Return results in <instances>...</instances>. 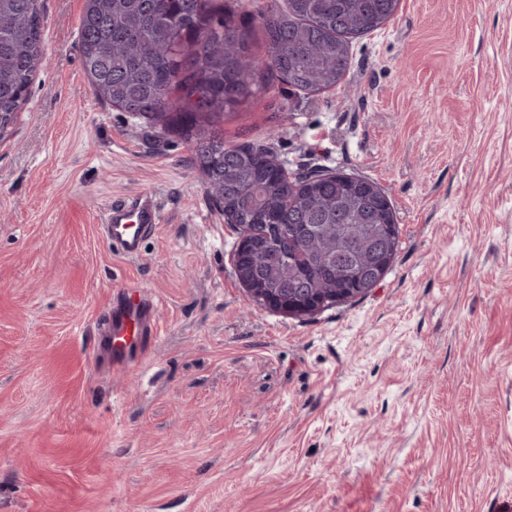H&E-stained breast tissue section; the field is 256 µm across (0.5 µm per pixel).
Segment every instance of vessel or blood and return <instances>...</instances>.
Instances as JSON below:
<instances>
[{
	"label": "vessel or blood",
	"mask_w": 512,
	"mask_h": 512,
	"mask_svg": "<svg viewBox=\"0 0 512 512\" xmlns=\"http://www.w3.org/2000/svg\"><path fill=\"white\" fill-rule=\"evenodd\" d=\"M160 222L157 198L143 192L114 199L104 217V235L123 256L141 254L145 239ZM157 302L147 294L127 292L114 301L105 320L95 327L96 341L109 350L113 370L127 368L133 349L159 337Z\"/></svg>",
	"instance_id": "obj_1"
}]
</instances>
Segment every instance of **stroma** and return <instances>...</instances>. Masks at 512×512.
I'll use <instances>...</instances> for the list:
<instances>
[{
    "mask_svg": "<svg viewBox=\"0 0 512 512\" xmlns=\"http://www.w3.org/2000/svg\"><path fill=\"white\" fill-rule=\"evenodd\" d=\"M46 60L0 137V512H512V0H400L336 87L273 81L225 144L390 200L364 298L258 305L193 146L98 99L86 0H38ZM161 207L137 258L112 199ZM134 285L160 338L114 372L94 327Z\"/></svg>",
    "mask_w": 512,
    "mask_h": 512,
    "instance_id": "stroma-1",
    "label": "stroma"
}]
</instances>
